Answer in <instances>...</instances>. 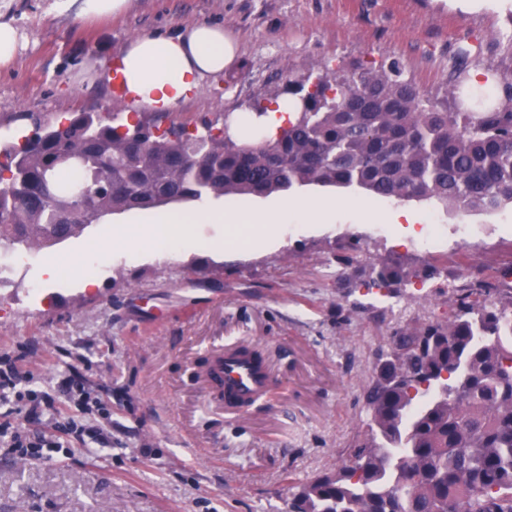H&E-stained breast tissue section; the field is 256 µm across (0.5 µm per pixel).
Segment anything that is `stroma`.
<instances>
[{
	"mask_svg": "<svg viewBox=\"0 0 512 512\" xmlns=\"http://www.w3.org/2000/svg\"><path fill=\"white\" fill-rule=\"evenodd\" d=\"M49 2L13 0L27 43L0 69V147L38 122L108 111L103 65L138 34L198 23L223 25L238 54L171 112L188 125L277 106L289 80L359 64H397L424 98L460 112L475 109L474 74L512 76V0H132L109 19L57 16ZM292 195L329 203L334 220L277 225L259 252L227 242L228 224H192V247L161 259L114 244L113 225L139 219L128 212L34 251L0 281V355L24 356L31 389L50 396L82 384L90 397H72L68 413L112 426L111 447L95 459L69 441L49 462L0 456V512H286L292 493L336 469L364 430L365 393L394 328L448 321L465 282L512 293L510 205L448 213L426 201L377 209L332 188ZM402 211L418 223H395ZM430 214L448 228L470 225L469 242L418 251ZM221 241L224 251L212 252ZM55 257L98 260L112 273L93 288L82 270L45 279ZM381 263L409 271L401 293L373 286ZM430 264L438 276L425 277ZM233 342L263 348L275 379L266 400L237 415L202 376L210 352Z\"/></svg>",
	"mask_w": 512,
	"mask_h": 512,
	"instance_id": "stroma-1",
	"label": "stroma"
}]
</instances>
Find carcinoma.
<instances>
[{"mask_svg":"<svg viewBox=\"0 0 512 512\" xmlns=\"http://www.w3.org/2000/svg\"><path fill=\"white\" fill-rule=\"evenodd\" d=\"M288 91L293 117L257 140L231 134L228 113L201 132L114 111L37 125L0 151V252L58 245L112 214L311 185L467 212L512 204L511 82L480 112L425 100L394 65ZM378 276L398 289L409 273ZM490 295L464 283L452 320L393 332L365 429L288 512H512V296Z\"/></svg>","mask_w":512,"mask_h":512,"instance_id":"carcinoma-1","label":"carcinoma"}]
</instances>
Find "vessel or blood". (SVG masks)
Listing matches in <instances>:
<instances>
[{"label":"vessel or blood","mask_w":512,"mask_h":512,"mask_svg":"<svg viewBox=\"0 0 512 512\" xmlns=\"http://www.w3.org/2000/svg\"><path fill=\"white\" fill-rule=\"evenodd\" d=\"M212 375L223 384L224 407L234 411L265 398L271 386V374L264 364H256L240 347L226 348Z\"/></svg>","instance_id":"obj_1"}]
</instances>
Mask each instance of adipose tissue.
I'll return each mask as SVG.
<instances>
[{
    "label": "adipose tissue",
    "mask_w": 512,
    "mask_h": 512,
    "mask_svg": "<svg viewBox=\"0 0 512 512\" xmlns=\"http://www.w3.org/2000/svg\"><path fill=\"white\" fill-rule=\"evenodd\" d=\"M237 54V42L217 25L200 23L187 27L174 37L141 34L131 40L120 61L124 80L138 102L176 109L182 98L188 96L206 76L223 72ZM305 212L316 218L324 213L322 204L305 199L281 203L276 214L254 211L238 215L234 209L217 205L203 206L191 211L161 210L144 216L145 226L137 231L113 229L112 235L128 247L156 251L158 244L189 242L186 225L207 219L217 223L256 225L249 240L252 247L267 243L273 235V224L288 218L289 209Z\"/></svg>",
    "instance_id": "adipose-tissue-1"
}]
</instances>
